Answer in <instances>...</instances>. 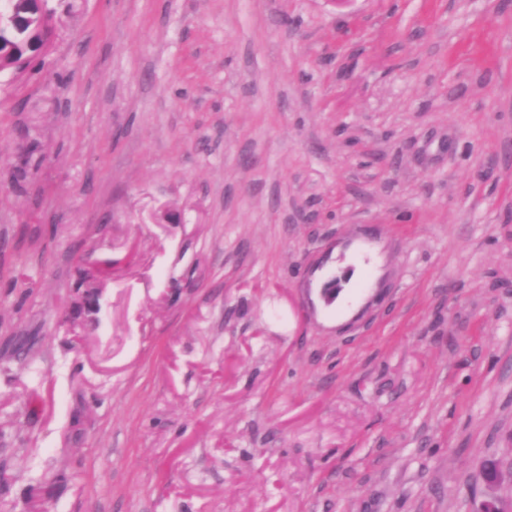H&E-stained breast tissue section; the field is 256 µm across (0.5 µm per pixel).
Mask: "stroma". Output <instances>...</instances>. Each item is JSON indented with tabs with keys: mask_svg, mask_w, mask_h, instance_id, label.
Masks as SVG:
<instances>
[{
	"mask_svg": "<svg viewBox=\"0 0 512 512\" xmlns=\"http://www.w3.org/2000/svg\"><path fill=\"white\" fill-rule=\"evenodd\" d=\"M512 0H77L0 74V512H512Z\"/></svg>",
	"mask_w": 512,
	"mask_h": 512,
	"instance_id": "1",
	"label": "stroma"
}]
</instances>
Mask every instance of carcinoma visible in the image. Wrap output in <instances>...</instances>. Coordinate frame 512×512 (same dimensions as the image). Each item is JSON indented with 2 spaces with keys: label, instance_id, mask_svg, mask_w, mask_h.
<instances>
[{
  "label": "carcinoma",
  "instance_id": "1",
  "mask_svg": "<svg viewBox=\"0 0 512 512\" xmlns=\"http://www.w3.org/2000/svg\"><path fill=\"white\" fill-rule=\"evenodd\" d=\"M12 15L0 19V72L24 71L40 48L43 21L71 13L74 0H11Z\"/></svg>",
  "mask_w": 512,
  "mask_h": 512
}]
</instances>
